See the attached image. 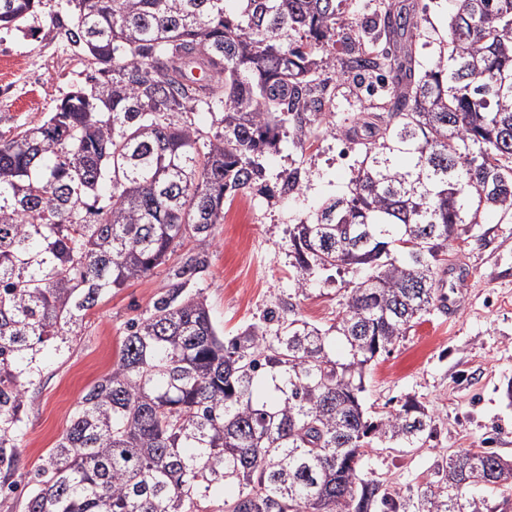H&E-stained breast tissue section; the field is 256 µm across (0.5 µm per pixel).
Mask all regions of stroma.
<instances>
[{
  "mask_svg": "<svg viewBox=\"0 0 512 512\" xmlns=\"http://www.w3.org/2000/svg\"><path fill=\"white\" fill-rule=\"evenodd\" d=\"M422 37L417 60L428 67L448 34L451 0H417ZM69 19L66 0H42L23 30L0 29V135L54 110L83 67L71 47L56 39L51 20ZM330 112L305 127L304 145L283 138L276 152L261 156L268 185L293 169L303 172L299 191L266 196L236 195L226 210H247L245 224H219L206 240H184L165 266L113 291L89 311L69 353L49 365L25 397L27 434L22 472L35 471L66 431L81 395L109 373L119 357L130 320L143 317L169 284L168 269L190 251L203 252L208 269L200 286L225 336L262 322L269 311L296 313L326 327L343 311L356 269L322 273L297 287L288 231L310 219L328 200L348 194L363 158L346 138L358 115L375 110L386 86L370 75L334 78ZM453 307L432 306L381 356L365 376V405L386 417L409 398L435 416L437 432L419 448L374 442L362 470L402 496L428 480L442 457L488 449L512 459V219L482 214L461 238L449 241L436 264Z\"/></svg>",
  "mask_w": 512,
  "mask_h": 512,
  "instance_id": "1",
  "label": "stroma"
}]
</instances>
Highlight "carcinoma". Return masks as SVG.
I'll list each match as a JSON object with an SVG mask.
<instances>
[{
  "instance_id": "cac0c4a2",
  "label": "carcinoma",
  "mask_w": 512,
  "mask_h": 512,
  "mask_svg": "<svg viewBox=\"0 0 512 512\" xmlns=\"http://www.w3.org/2000/svg\"><path fill=\"white\" fill-rule=\"evenodd\" d=\"M57 37L88 74L55 111L0 137V495L18 489L25 393L114 289L224 223V200L267 190L256 157L329 101L320 73L343 0H68ZM448 40L417 74L416 6L380 0L374 31L342 39V72L381 73L386 106L348 196L289 230L298 289L341 266L364 276L328 328L298 316L226 338L189 252L126 328L112 370L28 478L24 512H491L461 494L512 482L493 451L450 455L413 494L359 470L373 439L418 448L435 418L407 401L373 421L364 378L437 299L448 240L512 214V0H454ZM35 0H0L21 30ZM219 114L203 135L191 115ZM301 173L279 192L300 189ZM344 355L336 356V344Z\"/></svg>"
}]
</instances>
